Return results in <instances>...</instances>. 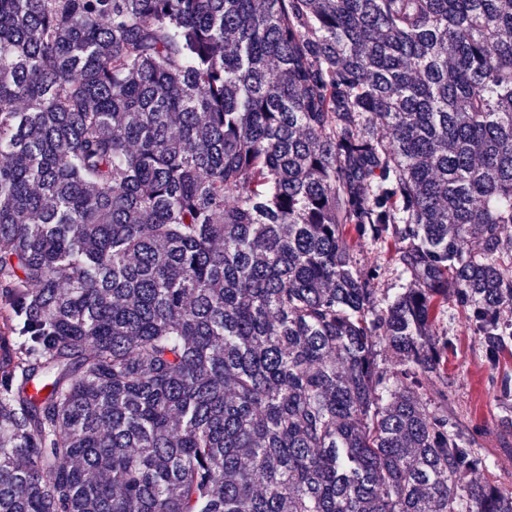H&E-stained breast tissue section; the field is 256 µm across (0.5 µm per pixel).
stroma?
<instances>
[{
  "label": "stroma",
  "instance_id": "stroma-1",
  "mask_svg": "<svg viewBox=\"0 0 512 512\" xmlns=\"http://www.w3.org/2000/svg\"><path fill=\"white\" fill-rule=\"evenodd\" d=\"M354 255L363 265L380 264L375 281L379 298L393 297L408 280L390 256L379 254L374 244L357 241ZM438 330L450 337L448 348V407L452 409L465 433L485 448L499 482L512 488V433L498 426L502 414L497 380L500 374H512V355L503 354L497 368L485 361L472 322L467 313L451 306L438 317Z\"/></svg>",
  "mask_w": 512,
  "mask_h": 512
}]
</instances>
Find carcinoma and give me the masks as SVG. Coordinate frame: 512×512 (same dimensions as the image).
Here are the masks:
<instances>
[{
    "label": "carcinoma",
    "instance_id": "1",
    "mask_svg": "<svg viewBox=\"0 0 512 512\" xmlns=\"http://www.w3.org/2000/svg\"><path fill=\"white\" fill-rule=\"evenodd\" d=\"M509 224L512 0H0V512H512ZM354 255L361 265L380 264L379 277L375 280L374 288H377L378 299H390L409 283L405 276L401 275L400 268L391 261L390 255H380L374 244L368 240L355 242ZM439 331L448 330V408L452 409L465 433L485 448L497 480L512 488V433L500 431L502 414L497 379L512 375V355L505 352L497 370L482 355L467 313L448 298V309L438 317Z\"/></svg>",
    "mask_w": 512,
    "mask_h": 512
}]
</instances>
